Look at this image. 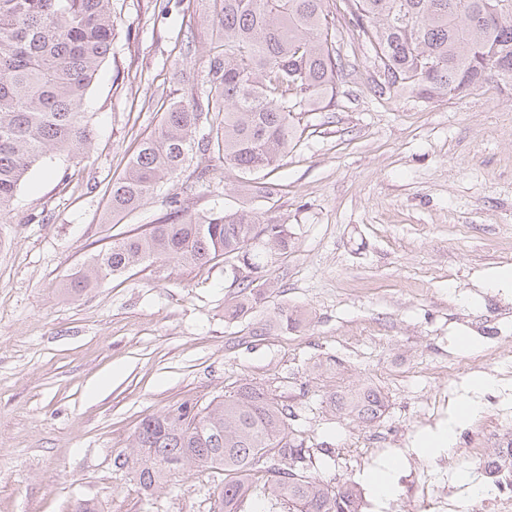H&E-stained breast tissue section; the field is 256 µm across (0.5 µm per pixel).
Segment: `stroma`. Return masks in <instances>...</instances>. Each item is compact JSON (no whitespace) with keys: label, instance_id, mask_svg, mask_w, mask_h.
Masks as SVG:
<instances>
[{"label":"stroma","instance_id":"stroma-1","mask_svg":"<svg viewBox=\"0 0 512 512\" xmlns=\"http://www.w3.org/2000/svg\"><path fill=\"white\" fill-rule=\"evenodd\" d=\"M112 21V52L86 103L88 153L33 166L0 223V512H73L82 501L99 512H210L223 474L183 471L148 496L117 458L145 416L250 381L296 404L310 446L335 448L329 475L359 486L363 512H399L423 481L487 512L489 488L468 457L512 434V284L498 280L512 267V89L377 96L363 42L340 19L348 76L334 105L303 115L279 167L253 176L276 185L274 207L248 199L241 176L206 155L116 217L112 181L169 97L202 82L212 19L202 0H113ZM174 196L193 213L248 203L287 225L296 244L270 268L273 299L306 310L309 324L244 340L224 318L234 272L220 260L146 263L65 294L96 251L167 218ZM329 356L336 373L311 374ZM476 374L490 384L458 431L454 465L416 454ZM364 380L388 397L369 429L321 402ZM392 454L405 461L381 502L367 476Z\"/></svg>","mask_w":512,"mask_h":512}]
</instances>
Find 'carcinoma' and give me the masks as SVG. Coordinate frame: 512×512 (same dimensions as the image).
<instances>
[{
    "label": "carcinoma",
    "instance_id": "obj_1",
    "mask_svg": "<svg viewBox=\"0 0 512 512\" xmlns=\"http://www.w3.org/2000/svg\"><path fill=\"white\" fill-rule=\"evenodd\" d=\"M207 78L191 99H168L160 129L144 138L112 181V214L157 193L194 155L216 154L242 176L276 168L297 138L296 118L330 106L345 65L330 30L340 11L374 53L373 92L412 91L424 99L460 96L496 78L512 89V9L503 0H209ZM112 0H0V223H9L25 174L46 155L81 157L92 142L85 100L112 49ZM209 132L196 136L200 120ZM172 216L112 242L74 273L80 295L147 262L247 265L256 278L288 254L292 233L263 213ZM266 279L239 284L224 317L249 318L256 338L298 327V310L271 301ZM331 412L365 427L380 421L385 393L364 382L324 395ZM297 409L253 382L205 406L184 403L144 417L133 452L120 461L147 495L185 468L224 473L213 512H244L262 497L280 512H361L353 483L311 472L312 448Z\"/></svg>",
    "mask_w": 512,
    "mask_h": 512
}]
</instances>
